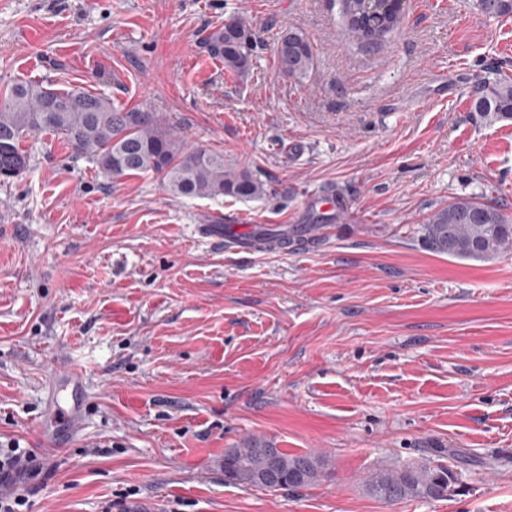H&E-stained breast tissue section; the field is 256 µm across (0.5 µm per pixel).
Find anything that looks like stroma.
<instances>
[{
  "mask_svg": "<svg viewBox=\"0 0 512 512\" xmlns=\"http://www.w3.org/2000/svg\"><path fill=\"white\" fill-rule=\"evenodd\" d=\"M233 17L256 37L243 78L204 47ZM291 28L314 54L298 78L275 61ZM503 78L512 17L478 0H407L373 49L341 0H0V84L157 113L265 185L175 196L60 136L24 141L0 182V438L35 454L28 512H512V250L459 260L423 231L464 197L512 220V122L472 109ZM235 213L318 242L244 254L196 230ZM69 363L92 401L71 435L48 415ZM252 439L323 456V480L225 482V450ZM426 460L460 472L457 493H367L373 471Z\"/></svg>",
  "mask_w": 512,
  "mask_h": 512,
  "instance_id": "stroma-1",
  "label": "stroma"
}]
</instances>
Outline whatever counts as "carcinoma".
Listing matches in <instances>:
<instances>
[{
  "label": "carcinoma",
  "mask_w": 512,
  "mask_h": 512,
  "mask_svg": "<svg viewBox=\"0 0 512 512\" xmlns=\"http://www.w3.org/2000/svg\"><path fill=\"white\" fill-rule=\"evenodd\" d=\"M347 31L355 40L379 46L394 32L400 14L388 0H342ZM481 11L493 18L512 16V0H479ZM253 34L240 18L214 27L206 38L207 52L240 77L248 74ZM277 68L287 76H301L313 64V51L301 31L290 30L278 41ZM65 104L61 112L54 111ZM474 111L489 123L512 121V82L497 81L474 101ZM61 136L74 158L95 163L105 174L120 179L134 173H153L167 189L182 197L231 196L250 199L265 187L244 168H230L224 153L204 147L188 148L154 112L118 106L103 94L80 89H51L40 83L17 81L0 96V180L8 182L26 167L23 138L41 133ZM430 249L461 260L492 261L512 246V221L500 210L474 198H458L435 212L424 225ZM262 441L229 448L220 462L230 472L224 481L269 490L312 486L324 477L323 460L312 453L291 454L276 449L279 472L260 481ZM459 485L456 470L445 465L412 463L373 472L367 492L384 502L404 499L439 500L452 496Z\"/></svg>",
  "instance_id": "obj_1"
}]
</instances>
